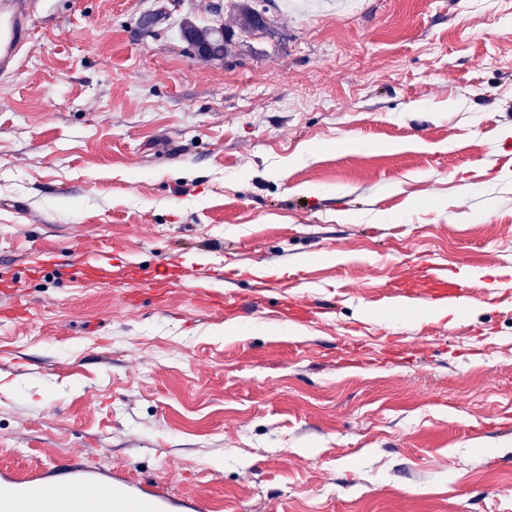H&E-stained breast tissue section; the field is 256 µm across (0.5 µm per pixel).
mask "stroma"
Listing matches in <instances>:
<instances>
[{"instance_id": "obj_1", "label": "stroma", "mask_w": 512, "mask_h": 512, "mask_svg": "<svg viewBox=\"0 0 512 512\" xmlns=\"http://www.w3.org/2000/svg\"><path fill=\"white\" fill-rule=\"evenodd\" d=\"M186 19L233 29L228 55L196 58ZM268 19L40 0L0 76V472L160 475L216 512H512V0ZM60 251L112 264L31 273ZM423 256L490 302L416 323L389 288ZM129 261L154 282L133 302ZM104 264V261L97 256L78 254L70 260L69 266L75 271L77 278L90 280L97 278ZM187 288H195L193 293L198 301L214 309L224 308V292L214 289L209 281H189Z\"/></svg>"}]
</instances>
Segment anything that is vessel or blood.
Here are the masks:
<instances>
[{
  "mask_svg": "<svg viewBox=\"0 0 512 512\" xmlns=\"http://www.w3.org/2000/svg\"><path fill=\"white\" fill-rule=\"evenodd\" d=\"M38 0H0V72L13 73L23 65L21 51L31 35V21ZM82 280L97 278L104 266L101 258L80 254L70 262ZM198 301L214 309L224 306L223 291L210 282L192 281ZM405 301L425 305L452 303L477 304L481 297L471 287L451 279L447 268L428 263L417 280L398 288ZM47 472L24 476H0V503L20 499L30 490H38L43 512H124L128 504H137L141 512H208L209 503L193 497L174 496L165 477L139 479L121 470H100L75 464L69 470L64 487L47 485Z\"/></svg>",
  "mask_w": 512,
  "mask_h": 512,
  "instance_id": "1",
  "label": "vessel or blood"
}]
</instances>
